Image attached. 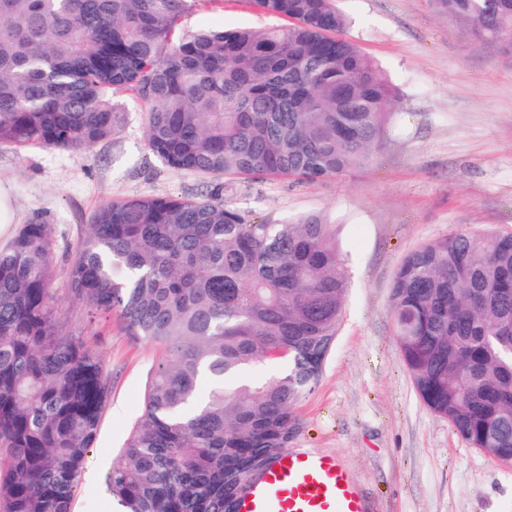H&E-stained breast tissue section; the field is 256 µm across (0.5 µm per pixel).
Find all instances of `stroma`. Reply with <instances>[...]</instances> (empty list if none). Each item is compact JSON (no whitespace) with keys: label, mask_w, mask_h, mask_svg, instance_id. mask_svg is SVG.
Masks as SVG:
<instances>
[{"label":"stroma","mask_w":512,"mask_h":512,"mask_svg":"<svg viewBox=\"0 0 512 512\" xmlns=\"http://www.w3.org/2000/svg\"><path fill=\"white\" fill-rule=\"evenodd\" d=\"M344 38L386 71L397 99L370 162L340 179L299 183L224 177V197L268 222L319 212L336 226L351 276L344 320L317 386L297 404V448L341 456L372 512H512V464L470 447L432 414L402 361L389 300L417 248L466 230L512 234V54L438 14L431 0H338ZM250 0H196L177 24L283 27ZM126 107L113 137L83 150L0 144V181L15 224L42 219L55 236L52 284L69 330L99 356L112 389L79 478L73 512H117L106 475L145 408L160 352L130 336L119 317L87 318L69 293L67 269L100 205L145 196L210 194L214 179L172 170L150 152L144 103Z\"/></svg>","instance_id":"stroma-1"}]
</instances>
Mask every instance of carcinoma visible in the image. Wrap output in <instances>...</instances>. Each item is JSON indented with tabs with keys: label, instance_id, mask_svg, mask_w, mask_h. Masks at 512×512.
<instances>
[{
	"label": "carcinoma",
	"instance_id": "carcinoma-1",
	"mask_svg": "<svg viewBox=\"0 0 512 512\" xmlns=\"http://www.w3.org/2000/svg\"><path fill=\"white\" fill-rule=\"evenodd\" d=\"M194 2L0 0V144L89 148L120 130L124 88L173 170L320 182L369 161L396 89L334 36L348 24L336 0H250L291 24L175 35ZM432 4L512 52V0ZM54 253L43 221L0 247V512H72L111 392L55 306ZM67 275L89 317L116 313L160 350L112 497L126 512H230L300 433L295 406L339 334L350 274L336 225L254 222L221 184L114 201L90 215ZM390 312L426 407L511 463L512 235L460 231L413 251ZM263 364L285 372L250 376Z\"/></svg>",
	"mask_w": 512,
	"mask_h": 512
}]
</instances>
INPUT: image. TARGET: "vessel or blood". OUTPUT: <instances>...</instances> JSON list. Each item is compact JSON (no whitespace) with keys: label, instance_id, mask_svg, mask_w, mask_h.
I'll return each instance as SVG.
<instances>
[{"label":"vessel or blood","instance_id":"1","mask_svg":"<svg viewBox=\"0 0 512 512\" xmlns=\"http://www.w3.org/2000/svg\"><path fill=\"white\" fill-rule=\"evenodd\" d=\"M237 512H368L341 459L283 451L240 500Z\"/></svg>","mask_w":512,"mask_h":512}]
</instances>
